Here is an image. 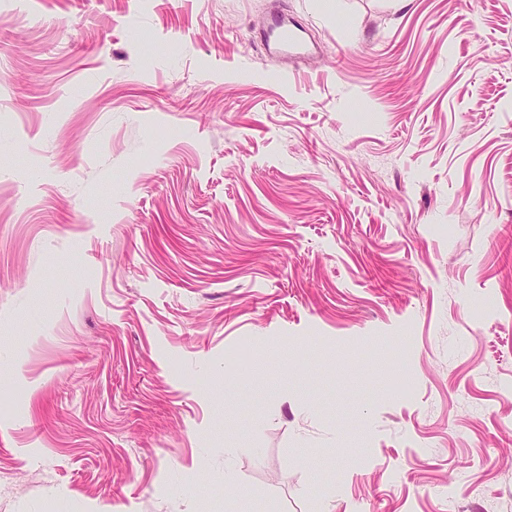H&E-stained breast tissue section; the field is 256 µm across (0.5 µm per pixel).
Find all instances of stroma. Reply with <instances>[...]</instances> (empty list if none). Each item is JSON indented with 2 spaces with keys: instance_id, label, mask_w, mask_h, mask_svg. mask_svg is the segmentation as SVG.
I'll return each instance as SVG.
<instances>
[{
  "instance_id": "obj_1",
  "label": "stroma",
  "mask_w": 512,
  "mask_h": 512,
  "mask_svg": "<svg viewBox=\"0 0 512 512\" xmlns=\"http://www.w3.org/2000/svg\"><path fill=\"white\" fill-rule=\"evenodd\" d=\"M0 512H512V0H0ZM263 46L289 58H301L308 52L303 28L278 11L268 15L265 25L257 32Z\"/></svg>"
}]
</instances>
